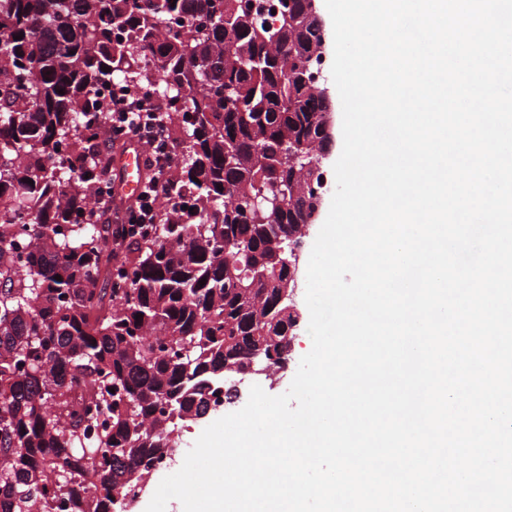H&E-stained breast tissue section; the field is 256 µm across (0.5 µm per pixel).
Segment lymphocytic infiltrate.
Segmentation results:
<instances>
[{
	"label": "lymphocytic infiltrate",
	"instance_id": "obj_1",
	"mask_svg": "<svg viewBox=\"0 0 512 512\" xmlns=\"http://www.w3.org/2000/svg\"><path fill=\"white\" fill-rule=\"evenodd\" d=\"M133 141L140 145L148 172L141 193L131 204L114 199L104 201L99 217L109 224H155L159 221V202L172 189L170 174L177 159L176 142L170 131L169 108L152 91L121 90L112 98V137L96 148L102 180L112 176L114 144Z\"/></svg>",
	"mask_w": 512,
	"mask_h": 512
}]
</instances>
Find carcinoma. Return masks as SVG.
<instances>
[{"label": "carcinoma", "mask_w": 512, "mask_h": 512, "mask_svg": "<svg viewBox=\"0 0 512 512\" xmlns=\"http://www.w3.org/2000/svg\"><path fill=\"white\" fill-rule=\"evenodd\" d=\"M252 2L0 0V512H115L214 372L284 331L266 275L305 224L319 36L288 23L303 0L275 30ZM117 82L183 147L138 231L97 220Z\"/></svg>", "instance_id": "1"}]
</instances>
